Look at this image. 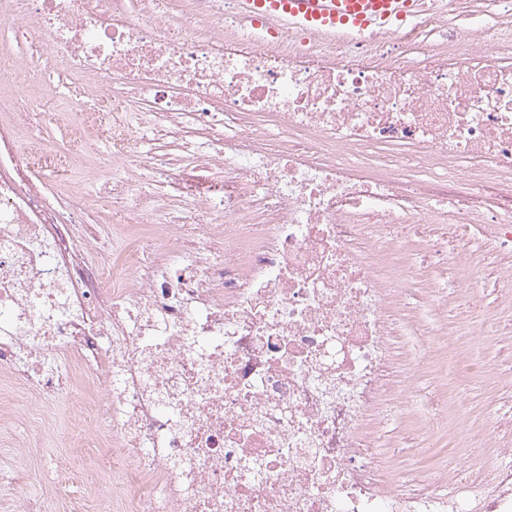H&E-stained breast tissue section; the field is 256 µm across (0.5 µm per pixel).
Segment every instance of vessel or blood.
Segmentation results:
<instances>
[{"mask_svg":"<svg viewBox=\"0 0 512 512\" xmlns=\"http://www.w3.org/2000/svg\"><path fill=\"white\" fill-rule=\"evenodd\" d=\"M428 0H241L250 19L293 34L364 37L413 23Z\"/></svg>","mask_w":512,"mask_h":512,"instance_id":"vessel-or-blood-1","label":"vessel or blood"}]
</instances>
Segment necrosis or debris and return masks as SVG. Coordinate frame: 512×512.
Here are the masks:
<instances>
[{
	"instance_id": "necrosis-or-debris-1",
	"label": "necrosis or debris",
	"mask_w": 512,
	"mask_h": 512,
	"mask_svg": "<svg viewBox=\"0 0 512 512\" xmlns=\"http://www.w3.org/2000/svg\"><path fill=\"white\" fill-rule=\"evenodd\" d=\"M449 8L289 38L235 0H0L31 51L0 48V366L45 396L70 360L108 391L84 404L117 449L96 512H512V409L431 464L386 430L435 368L392 374L414 242L482 258L512 309V43ZM60 96L108 222L144 227L93 262L86 189L48 188ZM449 370L466 401L512 382V348Z\"/></svg>"
}]
</instances>
